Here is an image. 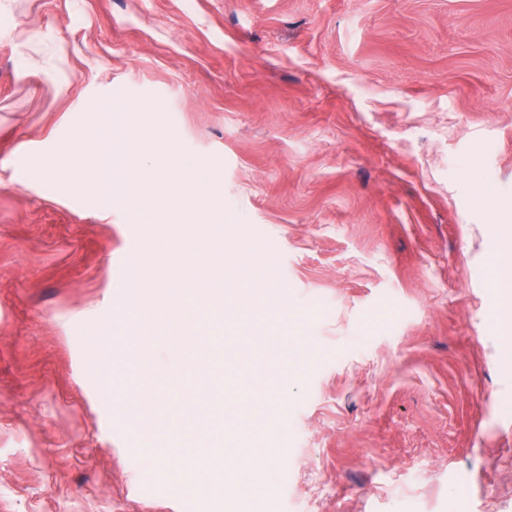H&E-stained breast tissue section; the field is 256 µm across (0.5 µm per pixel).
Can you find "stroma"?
Instances as JSON below:
<instances>
[{"mask_svg": "<svg viewBox=\"0 0 512 512\" xmlns=\"http://www.w3.org/2000/svg\"><path fill=\"white\" fill-rule=\"evenodd\" d=\"M104 103L175 138L157 178L205 165L222 310L154 273L203 225L18 182ZM505 223L512 0H0V512H225L179 478L173 415L229 367L272 451L237 512H512Z\"/></svg>", "mask_w": 512, "mask_h": 512, "instance_id": "obj_1", "label": "stroma"}]
</instances>
